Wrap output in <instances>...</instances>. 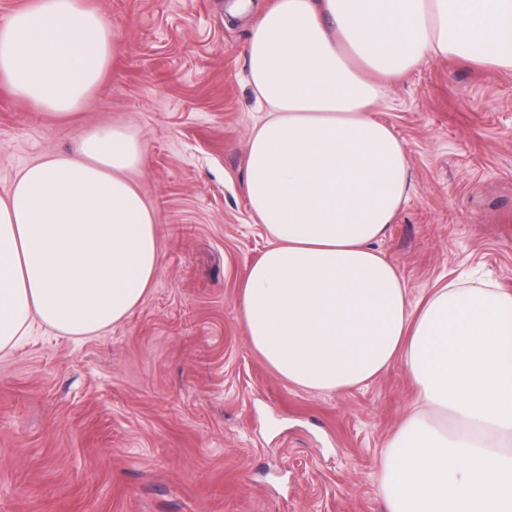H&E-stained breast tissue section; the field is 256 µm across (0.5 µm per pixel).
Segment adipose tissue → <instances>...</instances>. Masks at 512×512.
<instances>
[{"mask_svg": "<svg viewBox=\"0 0 512 512\" xmlns=\"http://www.w3.org/2000/svg\"><path fill=\"white\" fill-rule=\"evenodd\" d=\"M112 31L85 0L0 24V76L43 111L81 109ZM246 189L268 245L240 285L251 347L291 385H366L396 361L419 407L385 443L387 512H512V292L451 282L412 302L377 244L409 198L410 154L377 114L392 81L453 56L512 71V0H273L251 27ZM140 139L90 128L0 197V353L40 323L124 322L159 269L155 217L124 174Z\"/></svg>", "mask_w": 512, "mask_h": 512, "instance_id": "ef3b65f1", "label": "adipose tissue"}]
</instances>
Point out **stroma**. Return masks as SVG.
<instances>
[{
	"label": "stroma",
	"instance_id": "1",
	"mask_svg": "<svg viewBox=\"0 0 512 512\" xmlns=\"http://www.w3.org/2000/svg\"><path fill=\"white\" fill-rule=\"evenodd\" d=\"M233 0H87L112 29L88 104L58 117L0 79V196L24 166L112 124L156 215L144 301L95 336L47 327L0 354V512H386L384 442L413 410L403 362L333 393L252 349L239 286L268 245L247 199L259 112ZM410 152L408 201L379 248L412 301L458 278L512 292V72L448 57L393 81L381 112Z\"/></svg>",
	"mask_w": 512,
	"mask_h": 512
}]
</instances>
